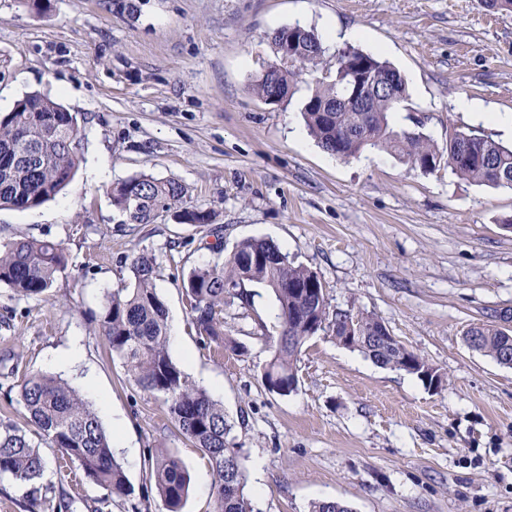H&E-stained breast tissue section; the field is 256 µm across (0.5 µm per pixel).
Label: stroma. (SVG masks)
I'll return each instance as SVG.
<instances>
[{"label":"stroma","mask_w":512,"mask_h":512,"mask_svg":"<svg viewBox=\"0 0 512 512\" xmlns=\"http://www.w3.org/2000/svg\"><path fill=\"white\" fill-rule=\"evenodd\" d=\"M295 25L319 35L327 62L351 45L400 70L408 98L395 128L441 146L454 130L512 145V12L479 0H0V113L48 94L75 113L82 156L55 199L0 209V242L55 239L68 258L51 296L0 285V418L21 416L12 397L28 373L75 388L92 377L88 399L122 438L113 451L128 482L141 488L148 449H172L191 476L184 512H213L207 460L126 381L90 322L146 254L180 336L173 360L243 422L246 468L263 471L249 485L260 512H310L321 500L351 512H512V368L464 341L512 313V189L468 183L445 162L425 172L380 148L345 160L325 152L301 115L309 78L278 104L251 88L279 62L272 32ZM140 174L180 181L214 223L181 224L170 211L127 223L106 189ZM247 238L316 272L330 307L383 322L444 373L442 389L324 330L302 350L296 390L268 392L259 374L277 310L256 284L248 303L224 307L230 346L204 345L182 279L213 260V244L229 252ZM75 341L78 362L56 365ZM42 454L48 512L63 497L70 512H128L77 465L59 467L57 449Z\"/></svg>","instance_id":"1"}]
</instances>
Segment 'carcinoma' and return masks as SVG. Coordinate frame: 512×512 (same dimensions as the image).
Here are the masks:
<instances>
[{"label":"carcinoma","mask_w":512,"mask_h":512,"mask_svg":"<svg viewBox=\"0 0 512 512\" xmlns=\"http://www.w3.org/2000/svg\"><path fill=\"white\" fill-rule=\"evenodd\" d=\"M294 30L300 43L288 66L273 65L267 76L253 81L252 90L263 101L275 95L288 100L297 77L323 63L326 49L318 35L300 26ZM350 57L368 60L378 72L392 66L388 60L352 46L336 50L334 65L327 67L328 75L315 78L302 109L308 132L325 150L349 159L367 147H379L415 166L432 162L436 167L446 154L460 179L512 189V147L488 136L461 133L465 147L458 153L451 138L442 150L420 132L389 125V113L407 99L404 80L397 97L378 93L371 98L367 112L336 108L346 76L342 64ZM75 122V115L40 92L26 95L12 111L0 115V209L37 208L65 190L81 161ZM106 193L131 224L150 223L161 208L176 209L182 224L207 226L215 218L210 209L184 204L187 189L171 178L140 174L107 187ZM67 264L61 241L19 238L0 243V284L22 297L48 296ZM130 272V283L105 294L96 317L99 335L120 360L129 380L161 401L178 434L207 459L217 476L214 512H259L248 489L237 422L205 389L192 383L169 354L167 315L156 291L153 259L137 256ZM247 282L271 290L278 303L277 325L268 336L271 358L261 373L268 392L277 387L284 396L292 393L288 382L297 379V362L306 342L329 322L336 342L343 344L346 321L357 316L365 323L363 340L348 349L380 367L412 374L428 386L422 373L430 365L428 360L405 347L377 350L370 339L383 323L352 308L330 309L324 294L309 293V287L319 282L316 272L263 239L241 241L229 256L191 269L183 281L191 323L203 341L224 343V300L248 299ZM469 334L478 339L476 351L512 367V334L493 321L471 328ZM17 396L24 409L23 422L0 423V476L8 475L28 487L31 512L41 509L40 482L45 471L34 434L77 464L85 477L106 491V499L128 500L132 512H139V504L131 501L134 489L112 452L110 435L76 389L56 376L36 372L18 384ZM148 455L149 482L154 484L162 512H183L190 490L186 464L167 448H150Z\"/></svg>","instance_id":"carcinoma-1"}]
</instances>
